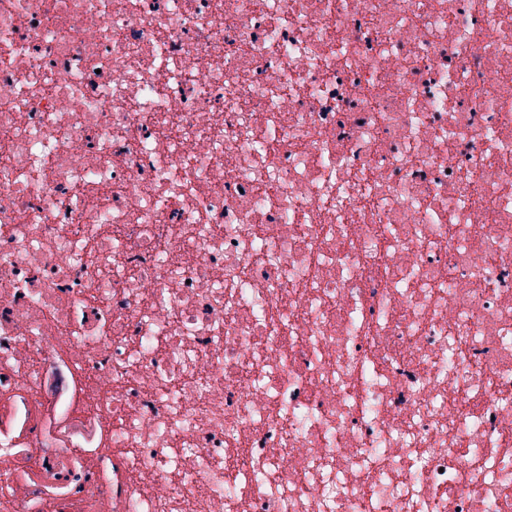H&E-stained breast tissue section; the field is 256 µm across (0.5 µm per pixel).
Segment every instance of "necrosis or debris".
<instances>
[{
  "label": "necrosis or debris",
  "mask_w": 512,
  "mask_h": 512,
  "mask_svg": "<svg viewBox=\"0 0 512 512\" xmlns=\"http://www.w3.org/2000/svg\"><path fill=\"white\" fill-rule=\"evenodd\" d=\"M0 512H512V0H0Z\"/></svg>",
  "instance_id": "4bbe7bcc"
}]
</instances>
